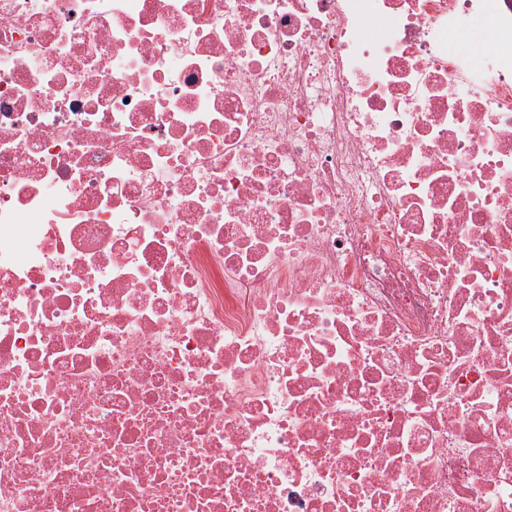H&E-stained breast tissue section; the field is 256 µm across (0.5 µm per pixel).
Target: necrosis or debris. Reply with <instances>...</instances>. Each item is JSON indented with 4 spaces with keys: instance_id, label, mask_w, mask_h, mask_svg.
<instances>
[{
    "instance_id": "necrosis-or-debris-1",
    "label": "necrosis or debris",
    "mask_w": 512,
    "mask_h": 512,
    "mask_svg": "<svg viewBox=\"0 0 512 512\" xmlns=\"http://www.w3.org/2000/svg\"><path fill=\"white\" fill-rule=\"evenodd\" d=\"M0 512H512V0H0Z\"/></svg>"
}]
</instances>
